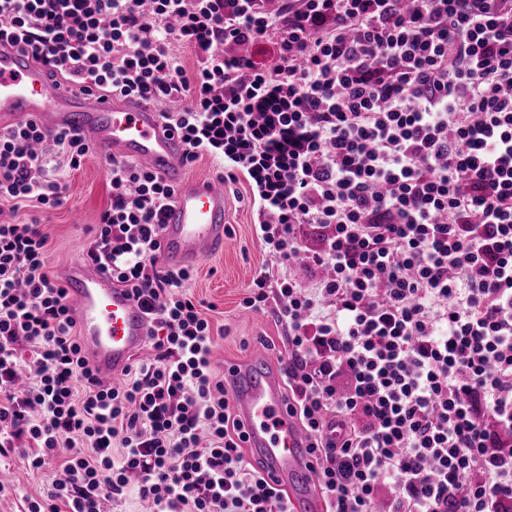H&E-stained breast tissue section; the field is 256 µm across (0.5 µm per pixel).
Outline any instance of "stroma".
Returning <instances> with one entry per match:
<instances>
[{"mask_svg":"<svg viewBox=\"0 0 512 512\" xmlns=\"http://www.w3.org/2000/svg\"><path fill=\"white\" fill-rule=\"evenodd\" d=\"M108 168L101 151L93 150L79 170L63 175V207L47 213L33 208L19 211L22 219L39 217L49 236L50 274L82 258L88 230L111 199ZM226 225L223 252L206 257L195 267L189 288L196 298L211 306L208 316L215 332L213 359L220 368L247 360L255 346L275 350L286 344L285 327L274 312L256 315L241 308L265 256L255 236L250 209L233 196L228 199ZM0 470L9 475V490L0 494V512H22L26 497L37 495L50 478L49 472L26 470L17 450L0 459Z\"/></svg>","mask_w":512,"mask_h":512,"instance_id":"stroma-1","label":"stroma"}]
</instances>
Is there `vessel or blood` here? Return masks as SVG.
<instances>
[{"label": "vessel or blood", "instance_id": "1", "mask_svg": "<svg viewBox=\"0 0 512 512\" xmlns=\"http://www.w3.org/2000/svg\"><path fill=\"white\" fill-rule=\"evenodd\" d=\"M23 120L49 133L76 130L106 157L134 160L174 187L160 237L166 268H193L223 248L224 186L185 177L186 145L156 106L132 96L67 90L42 63L5 44L0 125ZM59 277L82 354L101 382L115 384L135 359L150 357V318L110 270L81 259L65 265ZM285 362V353L255 347L247 364L225 366L224 387L244 424L246 447L267 481L287 490L291 512H325L307 436L285 402Z\"/></svg>", "mask_w": 512, "mask_h": 512}]
</instances>
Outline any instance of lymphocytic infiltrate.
I'll use <instances>...</instances> for the list:
<instances>
[{
	"label": "lymphocytic infiltrate",
	"instance_id": "f902f5d3",
	"mask_svg": "<svg viewBox=\"0 0 512 512\" xmlns=\"http://www.w3.org/2000/svg\"><path fill=\"white\" fill-rule=\"evenodd\" d=\"M267 3L0 0V43L71 90L180 102L187 163L247 184L267 262L242 306L288 329L326 512H512V0ZM51 148L76 170L91 144L0 129V455L58 469L25 512H289L191 271L160 262L174 189L133 161L110 164L86 256L146 309L152 356L110 387L82 357L48 236L17 218L64 203Z\"/></svg>",
	"mask_w": 512,
	"mask_h": 512
}]
</instances>
